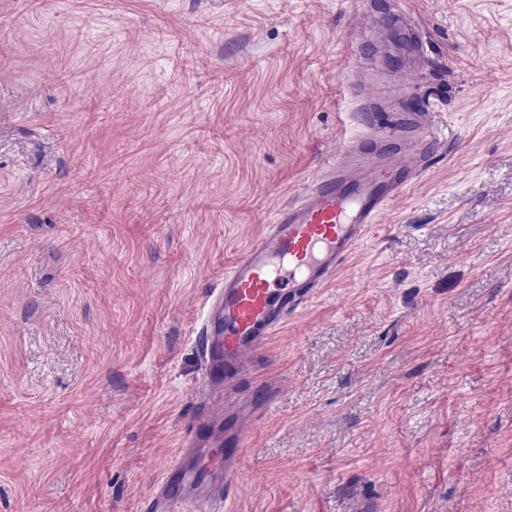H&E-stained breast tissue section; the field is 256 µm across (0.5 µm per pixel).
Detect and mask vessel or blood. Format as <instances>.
<instances>
[{"label": "vessel or blood", "mask_w": 512, "mask_h": 512, "mask_svg": "<svg viewBox=\"0 0 512 512\" xmlns=\"http://www.w3.org/2000/svg\"><path fill=\"white\" fill-rule=\"evenodd\" d=\"M355 152L347 145L342 158L281 207L225 272L224 288L203 323L212 385L221 384L223 372L247 367L251 352L275 335L303 300L328 285L426 164L425 155L410 147L355 177L349 172Z\"/></svg>", "instance_id": "obj_1"}]
</instances>
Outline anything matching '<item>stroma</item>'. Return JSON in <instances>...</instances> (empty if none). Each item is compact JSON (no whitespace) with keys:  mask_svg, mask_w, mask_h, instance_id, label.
<instances>
[{"mask_svg":"<svg viewBox=\"0 0 512 512\" xmlns=\"http://www.w3.org/2000/svg\"><path fill=\"white\" fill-rule=\"evenodd\" d=\"M404 112L425 171L213 422L204 302ZM181 459L221 512H512V0H0V512H183Z\"/></svg>","mask_w":512,"mask_h":512,"instance_id":"obj_1","label":"stroma"}]
</instances>
